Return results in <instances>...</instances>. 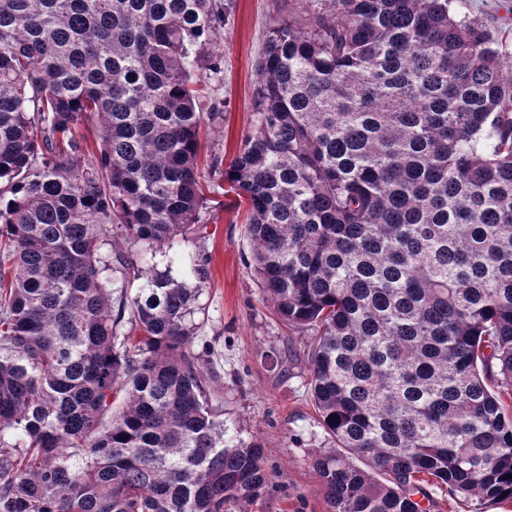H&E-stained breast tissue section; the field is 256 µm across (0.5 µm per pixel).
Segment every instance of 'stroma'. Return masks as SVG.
I'll return each mask as SVG.
<instances>
[{
	"label": "stroma",
	"instance_id": "1",
	"mask_svg": "<svg viewBox=\"0 0 512 512\" xmlns=\"http://www.w3.org/2000/svg\"><path fill=\"white\" fill-rule=\"evenodd\" d=\"M217 40L223 71L200 70L196 88L205 119L200 161L208 208L201 230L163 248L140 253L116 235L102 248L113 300L134 296L141 281L122 264L169 271L198 288L191 322L202 364L214 377L213 407L224 423V437L267 448L272 473L268 495L250 512H326L317 454L334 449L309 390L307 338L279 320L246 266L249 254L245 209L236 195L209 172L213 156L231 160L251 126L257 65L271 27L281 16V0H231ZM463 12L485 22L512 51V0H463ZM436 506L431 512H512V500L491 503L477 497L453 500L446 488L426 487Z\"/></svg>",
	"mask_w": 512,
	"mask_h": 512
}]
</instances>
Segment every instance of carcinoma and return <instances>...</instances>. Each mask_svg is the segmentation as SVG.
I'll list each match as a JSON object with an SVG mask.
<instances>
[{
  "label": "carcinoma",
  "mask_w": 512,
  "mask_h": 512,
  "mask_svg": "<svg viewBox=\"0 0 512 512\" xmlns=\"http://www.w3.org/2000/svg\"><path fill=\"white\" fill-rule=\"evenodd\" d=\"M452 3L291 0L252 127L210 165L309 336L328 512H422L429 481L512 499V54ZM226 10L0 0V512H248L269 490L266 450L214 418L196 289L138 267L114 314L102 277L108 233L153 249L201 222L192 46Z\"/></svg>",
  "instance_id": "1"
}]
</instances>
